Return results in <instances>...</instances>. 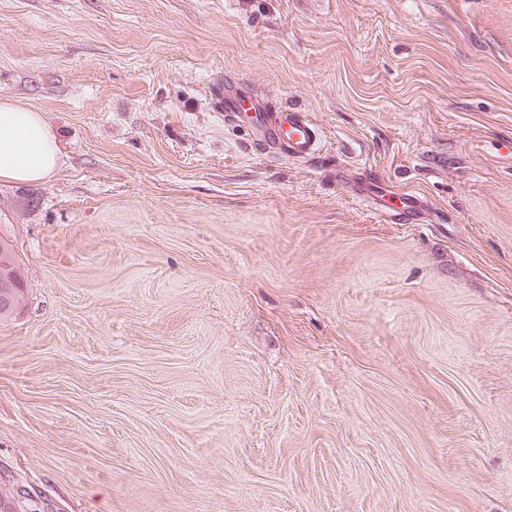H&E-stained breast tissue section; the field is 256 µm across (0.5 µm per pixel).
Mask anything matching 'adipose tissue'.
I'll use <instances>...</instances> for the list:
<instances>
[{
	"label": "adipose tissue",
	"instance_id": "ef3b65f1",
	"mask_svg": "<svg viewBox=\"0 0 512 512\" xmlns=\"http://www.w3.org/2000/svg\"><path fill=\"white\" fill-rule=\"evenodd\" d=\"M62 164L58 139L45 114L14 100L0 101V181L40 182Z\"/></svg>",
	"mask_w": 512,
	"mask_h": 512
}]
</instances>
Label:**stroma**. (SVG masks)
<instances>
[{
    "label": "stroma",
    "mask_w": 512,
    "mask_h": 512,
    "mask_svg": "<svg viewBox=\"0 0 512 512\" xmlns=\"http://www.w3.org/2000/svg\"><path fill=\"white\" fill-rule=\"evenodd\" d=\"M310 113L295 160L211 96ZM0 487L45 512H512V0H0ZM427 202L397 224L364 178ZM62 164L46 115L14 100L0 101V181L40 182ZM12 260L19 264L15 247L11 240L0 236V263L5 265ZM27 288V282L22 268L7 265L3 267L0 275V298L2 303L12 304L11 297L16 291H22Z\"/></svg>",
    "instance_id": "stroma-1"
}]
</instances>
